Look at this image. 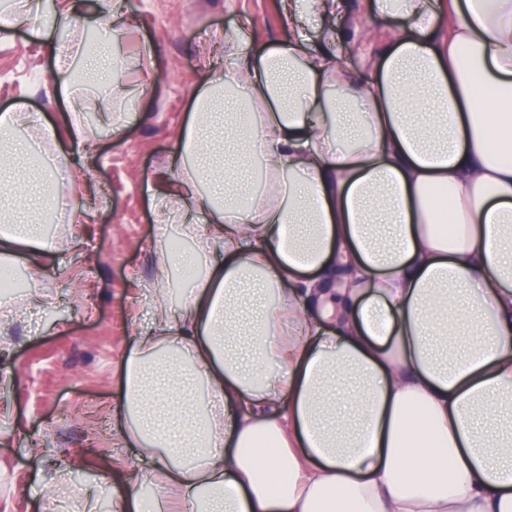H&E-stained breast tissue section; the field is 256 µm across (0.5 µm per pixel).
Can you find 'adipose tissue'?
<instances>
[{
	"label": "adipose tissue",
	"instance_id": "obj_1",
	"mask_svg": "<svg viewBox=\"0 0 512 512\" xmlns=\"http://www.w3.org/2000/svg\"><path fill=\"white\" fill-rule=\"evenodd\" d=\"M283 0L315 37L205 57L122 370L121 512H512V0ZM265 186L241 204V172ZM56 249L0 212V268ZM349 8L338 19V25L349 32L362 31L368 27L370 31H382L390 25V20L380 14H371V0H348Z\"/></svg>",
	"mask_w": 512,
	"mask_h": 512
}]
</instances>
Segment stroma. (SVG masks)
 I'll list each match as a JSON object with an SVG mask.
<instances>
[{
	"label": "stroma",
	"mask_w": 512,
	"mask_h": 512,
	"mask_svg": "<svg viewBox=\"0 0 512 512\" xmlns=\"http://www.w3.org/2000/svg\"><path fill=\"white\" fill-rule=\"evenodd\" d=\"M130 32L120 49L138 59L153 50L154 70L125 76L139 85L135 99L117 100L134 122L112 131L85 125L75 141L68 112H100L106 94L99 80L63 86L74 60L58 47L99 29L106 69L111 54V0H80L68 20L45 9L32 24L0 29V113L37 112L41 122L14 136L41 147L74 195L99 187L92 208L78 223L57 221L58 248L45 259L42 302L31 308L11 297L0 310V512H81L85 500L97 512H117L130 473L152 468L147 453L122 448L112 410L121 401L120 372L151 313L149 285L157 270L152 250L161 225L158 198L177 179L167 161L180 143L195 92L208 82L200 64L217 35L243 24L257 47L291 39L294 28L279 0H124ZM51 32L32 36L31 27ZM54 128L49 141L46 128Z\"/></svg>",
	"instance_id": "1"
}]
</instances>
